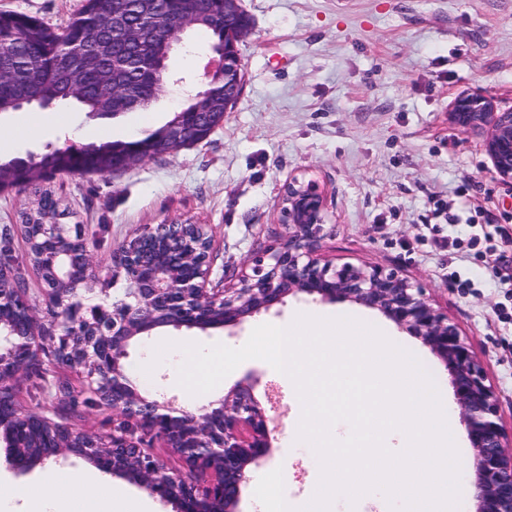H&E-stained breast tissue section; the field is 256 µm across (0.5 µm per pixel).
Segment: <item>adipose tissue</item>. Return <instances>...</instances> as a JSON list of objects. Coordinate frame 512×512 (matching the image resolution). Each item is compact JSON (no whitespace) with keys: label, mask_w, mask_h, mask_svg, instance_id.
Listing matches in <instances>:
<instances>
[{"label":"adipose tissue","mask_w":512,"mask_h":512,"mask_svg":"<svg viewBox=\"0 0 512 512\" xmlns=\"http://www.w3.org/2000/svg\"><path fill=\"white\" fill-rule=\"evenodd\" d=\"M45 475L52 482L62 481L75 489L74 498L48 495L34 482L0 494V512H73L79 505L84 512H149L148 505L138 497L103 482L93 483L83 473H64L51 467Z\"/></svg>","instance_id":"ef3b65f1"}]
</instances>
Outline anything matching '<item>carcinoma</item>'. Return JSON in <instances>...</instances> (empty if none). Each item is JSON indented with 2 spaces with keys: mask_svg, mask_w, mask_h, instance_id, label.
Returning a JSON list of instances; mask_svg holds the SVG:
<instances>
[{
  "mask_svg": "<svg viewBox=\"0 0 512 512\" xmlns=\"http://www.w3.org/2000/svg\"><path fill=\"white\" fill-rule=\"evenodd\" d=\"M202 7L193 29L204 32L210 45L219 47L224 43L223 0H205ZM150 8L143 0H85L80 12L61 30L32 16L0 12V115L17 111L22 100L42 108L72 100L89 116L111 120L130 110L124 96L128 87L139 95V108L147 107L157 97L151 60L163 49L159 34L186 16L191 4L190 0H159L152 8V32L146 33L141 43L128 41L126 28L136 25ZM80 47H93L95 52L84 62L67 57ZM116 51L139 64L113 68L112 53ZM160 132L157 128L141 138L64 147L49 143L37 157L0 159V171L11 176V180L0 182V192L19 190L56 174H110L112 156L144 146L155 147L158 155L168 153L170 148L157 141ZM56 208V201L44 195L26 223L42 224L56 215ZM0 259L19 265L14 228L9 224L0 226ZM35 378L28 396L39 406L53 379L44 368Z\"/></svg>",
  "mask_w": 512,
  "mask_h": 512,
  "instance_id": "cac0c4a2",
  "label": "carcinoma"
}]
</instances>
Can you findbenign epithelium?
Returning a JSON list of instances; mask_svg holds the SVG:
<instances>
[{"label": "benign epithelium", "mask_w": 512, "mask_h": 512, "mask_svg": "<svg viewBox=\"0 0 512 512\" xmlns=\"http://www.w3.org/2000/svg\"><path fill=\"white\" fill-rule=\"evenodd\" d=\"M191 26L188 19L179 21L165 49L173 51ZM248 29L238 0H224V44L205 51L204 89L196 97L206 111L179 113L161 133L166 143L194 146L223 124L242 90L239 42ZM218 93L224 112L207 111ZM448 118L462 131L486 129L492 173L512 186V108L471 92L454 100ZM150 156L149 150L122 155L113 159L112 172ZM281 215L288 236L253 258L251 273L232 288L210 286L211 239L203 224L140 227L114 250L112 275L104 281L81 225L21 226L23 237L41 248L35 267L46 297L40 302L10 287L15 272L0 266V325L10 328L8 346L0 344V439L14 463L27 468L70 454L174 501L177 512H237L247 468L270 454L275 431L252 386L239 384L196 414L143 396L127 370L128 346L162 327L236 326L290 295L306 294L375 309L443 361L473 449L472 512H512V432L501 423L496 389L458 326L433 306L423 284L394 269L337 266L319 257L328 213L318 179H290L282 189ZM120 279L123 297L108 300L107 286ZM99 282L102 300L90 305L88 295ZM43 354L83 374L79 390H57L61 404L94 397L95 408L112 410V433L89 434L38 411L19 412L16 383L37 370ZM156 442L172 449L182 468L149 452Z\"/></svg>", "instance_id": "7a95c632"}]
</instances>
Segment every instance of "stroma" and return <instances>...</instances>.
Instances as JSON below:
<instances>
[{
  "label": "stroma",
  "mask_w": 512,
  "mask_h": 512,
  "mask_svg": "<svg viewBox=\"0 0 512 512\" xmlns=\"http://www.w3.org/2000/svg\"><path fill=\"white\" fill-rule=\"evenodd\" d=\"M84 0H0L65 27ZM252 22L241 41L244 84L222 126L193 147L157 155L107 175L58 174L0 193V225H19L40 194L60 200L65 224L95 233L100 278L135 229L166 222L205 225L212 281L233 285L250 260L288 229L281 192L292 176L317 177L327 194V234L319 254L336 265L395 269L424 284L471 343L494 383L503 424L512 427V292L499 285L496 254L512 252V187L491 174L486 132L448 123L456 96L479 91L512 107V0H242ZM206 34L193 31L169 65L199 83ZM181 100L163 95L149 116L127 112L106 122L71 106L26 107L0 116L12 144L4 158L37 155L46 143L137 138L162 126ZM308 310L351 311L386 324L380 312L307 295L249 317L236 327H163L129 348L130 360L154 356L165 340L244 345L262 324L281 325ZM166 352L145 396L165 395L189 409L197 398L178 386ZM248 382L279 422L270 455L247 472L239 508L255 512L253 484L281 466L290 496L302 497L320 470L303 448L284 443L295 418L288 383L266 361L241 363L225 388Z\"/></svg>",
  "instance_id": "obj_1"
}]
</instances>
